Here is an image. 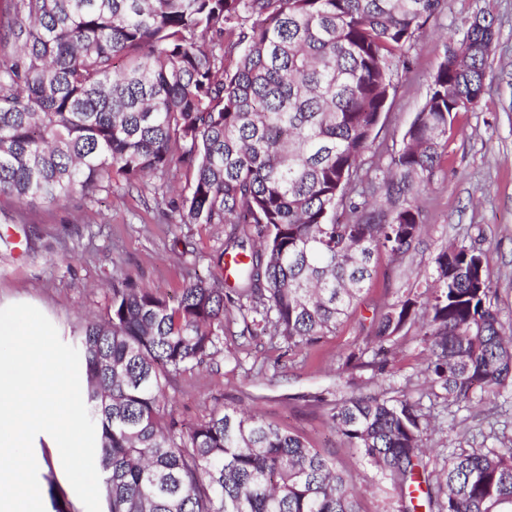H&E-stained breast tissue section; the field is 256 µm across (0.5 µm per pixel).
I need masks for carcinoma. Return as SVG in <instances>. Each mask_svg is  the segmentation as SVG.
I'll return each instance as SVG.
<instances>
[{"mask_svg":"<svg viewBox=\"0 0 512 512\" xmlns=\"http://www.w3.org/2000/svg\"><path fill=\"white\" fill-rule=\"evenodd\" d=\"M0 20V197L91 200L118 177L137 187L176 167L187 190L161 195L181 224L230 231L215 267L224 290L189 281L177 305L127 281L107 317L78 336L105 512H360V491L299 435L233 407L185 425L168 409L174 376L221 351L224 327L307 348L336 331L377 257L415 249V203L448 147L454 117L484 94L491 23L469 26L465 65L445 53L425 101L368 178L394 70L441 0H9ZM349 212L340 222L337 210ZM483 250L451 243L425 290L374 315L364 366L425 311L427 394L457 410L496 405L512 386V317L490 300ZM332 426L413 512H512V440L450 448L426 473L428 415L404 394L351 397Z\"/></svg>","mask_w":512,"mask_h":512,"instance_id":"obj_1","label":"carcinoma"}]
</instances>
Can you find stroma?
Segmentation results:
<instances>
[{"mask_svg": "<svg viewBox=\"0 0 512 512\" xmlns=\"http://www.w3.org/2000/svg\"><path fill=\"white\" fill-rule=\"evenodd\" d=\"M477 17L492 21L495 31L485 92L477 107L457 114L448 155L420 196L424 226L416 249L397 263L380 255L377 274L358 305L318 344L292 351L278 337L228 335L221 353L176 376L168 389L179 421L191 423L213 408L231 406L301 435L365 487L362 512H399V497L334 431L331 405L360 394L417 398L424 391L419 371L425 344L418 319L407 324L392 350L390 378L346 366L350 354L373 347L375 308L419 285L442 246L477 240L488 259L491 300L512 316V0H444L394 77L397 92L387 102L378 137L401 143L447 47L462 39ZM187 181L184 171L174 169L165 181L150 178L141 191L113 183L91 202L76 196L22 206L1 198L0 308L37 307L70 345L87 319L107 314L112 288L125 277L170 300L193 276L209 277L224 247L223 226L179 223L176 213L154 199L156 186L179 191ZM506 396L493 417L481 405L457 413L440 401L428 407L430 471L440 472L449 448L480 447L492 431L512 438V389ZM33 451L40 488L56 481L76 512H85L63 467L50 461L48 434L35 437Z\"/></svg>", "mask_w": 512, "mask_h": 512, "instance_id": "obj_1", "label": "stroma"}]
</instances>
